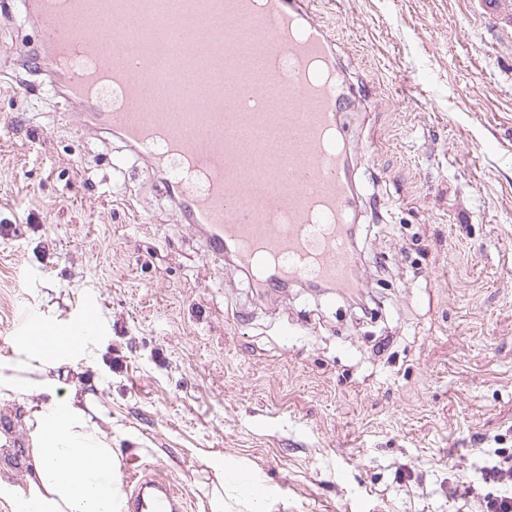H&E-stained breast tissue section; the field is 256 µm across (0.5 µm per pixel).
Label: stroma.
Listing matches in <instances>:
<instances>
[{"label":"stroma","instance_id":"stroma-1","mask_svg":"<svg viewBox=\"0 0 512 512\" xmlns=\"http://www.w3.org/2000/svg\"><path fill=\"white\" fill-rule=\"evenodd\" d=\"M475 0H318L347 81L356 215L374 320L295 284L253 294L148 179L113 176V135L76 136L38 39L0 16V337L20 308L74 319L97 296L95 359L62 389L112 417L123 474L176 479L189 512L239 469L272 512H481L470 487L512 438V44ZM299 329L289 342L282 328ZM26 407L0 403V475L24 483Z\"/></svg>","mask_w":512,"mask_h":512}]
</instances>
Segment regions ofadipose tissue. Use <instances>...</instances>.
Instances as JSON below:
<instances>
[{"instance_id":"1","label":"adipose tissue","mask_w":512,"mask_h":512,"mask_svg":"<svg viewBox=\"0 0 512 512\" xmlns=\"http://www.w3.org/2000/svg\"><path fill=\"white\" fill-rule=\"evenodd\" d=\"M95 336L73 335L67 323L40 318L0 359V401H26L29 472L25 484L0 478V505L9 512H125L121 463L112 435L102 429L105 409L92 396L58 394L49 371L91 362ZM246 501L249 512H271L275 490L231 480L213 488L210 512H224V493Z\"/></svg>"}]
</instances>
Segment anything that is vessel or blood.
Instances as JSON below:
<instances>
[{
  "label": "vessel or blood",
  "mask_w": 512,
  "mask_h": 512,
  "mask_svg": "<svg viewBox=\"0 0 512 512\" xmlns=\"http://www.w3.org/2000/svg\"><path fill=\"white\" fill-rule=\"evenodd\" d=\"M20 0L80 110L77 133L119 134L212 257H233L252 288H351L353 105L317 0ZM512 31V0H477ZM89 18L74 29L75 18ZM113 20V30L103 23ZM131 53L100 55L106 37ZM127 512H186L174 481L133 474Z\"/></svg>",
  "instance_id": "1"
}]
</instances>
